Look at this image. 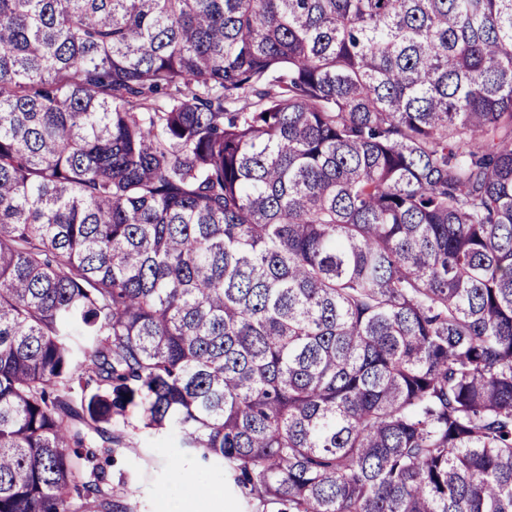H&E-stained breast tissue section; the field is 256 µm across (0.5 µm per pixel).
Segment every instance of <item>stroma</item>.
<instances>
[{
    "mask_svg": "<svg viewBox=\"0 0 512 512\" xmlns=\"http://www.w3.org/2000/svg\"><path fill=\"white\" fill-rule=\"evenodd\" d=\"M127 419L134 426L128 447L113 454L99 448L95 454L98 461L106 462L112 492L125 497L130 512H248L219 469L207 479L210 494L203 499L193 496V468L178 473L170 468L172 456L180 451L178 434L138 430L139 413L134 408L128 410Z\"/></svg>",
    "mask_w": 512,
    "mask_h": 512,
    "instance_id": "stroma-1",
    "label": "stroma"
}]
</instances>
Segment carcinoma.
<instances>
[{
    "label": "carcinoma",
    "instance_id": "obj_1",
    "mask_svg": "<svg viewBox=\"0 0 512 512\" xmlns=\"http://www.w3.org/2000/svg\"><path fill=\"white\" fill-rule=\"evenodd\" d=\"M131 406L257 512H512V0H0V512Z\"/></svg>",
    "mask_w": 512,
    "mask_h": 512
}]
</instances>
